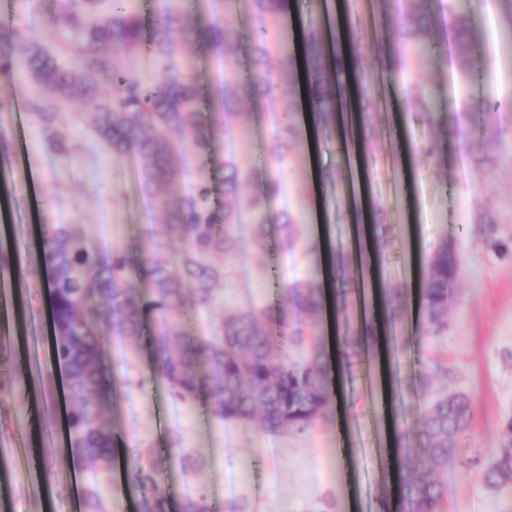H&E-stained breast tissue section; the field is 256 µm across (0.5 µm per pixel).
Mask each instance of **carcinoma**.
<instances>
[{
    "instance_id": "cac0c4a2",
    "label": "carcinoma",
    "mask_w": 512,
    "mask_h": 512,
    "mask_svg": "<svg viewBox=\"0 0 512 512\" xmlns=\"http://www.w3.org/2000/svg\"><path fill=\"white\" fill-rule=\"evenodd\" d=\"M59 4L54 23L60 49L53 54L43 44L29 40L14 24L0 25V76L15 74L14 48L25 44L22 70L39 94L28 100L33 122L46 134L63 163L71 159L69 135L57 125L59 107L74 101L93 110L96 137L112 154L136 157L135 179L142 196L163 212L158 224L132 247L101 253L80 224L44 225L40 259L50 275L53 351L66 369L68 449L72 461L92 470L81 491L83 512H106L102 482L112 472L114 433L105 419V397L114 389L131 385L127 373L103 363L101 323L122 337L143 334L146 319H155L150 331L153 378L167 383L173 397L203 404L217 420L249 424L259 420L273 432L303 433L326 418L334 405L331 361L321 337L326 296L318 270L282 289L281 303L233 313L206 336L185 334L183 320L209 311L220 299L224 284V257L234 252L232 230L243 211L258 226L269 222L266 199L283 188L282 174L290 152L302 148L298 112L290 100L274 113V134L267 150L276 171L260 175L242 167L234 154L224 159L221 194L237 204L213 201L207 168L212 160L220 125L218 116L231 115L238 83L236 63L229 51L236 40L230 23L214 20L206 26L186 21L170 9L156 13L144 24L139 0H48ZM224 18L248 11L256 19L250 61L255 96L277 102L280 84L295 79L294 48L280 33L286 0H220ZM507 20L501 36L512 40V0H494ZM388 26L398 34L403 48L401 65L408 57L426 65L438 49L431 27L432 15H448V43L452 62L469 78L481 76L476 59L481 56L476 33L482 24L483 0L464 13L455 0H380ZM224 50V79L215 93L222 113H205L199 86L193 76V51L200 42ZM308 61L318 64L323 52L321 34L310 26L305 40ZM161 67V74L145 81L134 64L142 53ZM340 72H354L367 82L377 67L360 55L335 56ZM310 80L311 98L321 126L329 125L347 88L328 90L320 70ZM512 112V102L485 97L459 108L454 128L463 137L485 141L500 135L488 123L490 112ZM429 96L420 92L413 109L419 126H434ZM419 163L434 166L442 158L441 140L432 135L417 147ZM196 159L200 173L190 194L173 199L156 196V189L179 180L188 158ZM259 183V191L242 199L241 187ZM484 243L502 256L512 254L500 222L492 216L482 227ZM179 242L177 251L171 241ZM461 275L455 248L444 242L432 255L419 289L423 323L414 337L417 346L443 335L448 329V300ZM403 289L380 294L378 304L389 311L387 327L396 328L398 311L391 302L405 304ZM347 334L367 346L376 344L374 320ZM294 349L306 351L299 364L291 362ZM473 399L466 392H450L434 400L420 421L404 424V447L419 450L417 468L395 460L403 485L410 490L409 512H444L448 484L438 474L447 471L448 458L471 425ZM168 459L185 470L199 465L195 454L178 439L171 443ZM159 467L136 460L127 471L129 489L141 496V512H168L167 499L158 490ZM484 484L512 489V419L498 438V452L480 473ZM178 512H213L208 494L197 490L181 500Z\"/></svg>"
}]
</instances>
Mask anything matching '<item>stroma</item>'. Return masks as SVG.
Masks as SVG:
<instances>
[{"mask_svg": "<svg viewBox=\"0 0 512 512\" xmlns=\"http://www.w3.org/2000/svg\"><path fill=\"white\" fill-rule=\"evenodd\" d=\"M356 44L339 43L379 63L378 80L357 93L371 118V156L362 170V149L348 151L347 124L337 120L331 132L317 131L316 151L294 152L283 190L270 199L272 223L257 230L243 215L234 231L237 248L224 262V300L187 321L192 335L209 333L228 314L278 304L281 288L304 278L309 269L340 256L333 290L359 279L356 247L345 208L336 204L368 175L373 223L385 246L390 288H408L427 271L430 256L443 242L453 243L463 272L448 307V331L420 349L399 354L398 379L403 396L392 399L397 417L417 422L438 396L462 391L475 399L473 423L462 448L448 461L447 512H512V497L481 483L479 473L496 451L501 425L512 418V258L486 248L479 220L493 212L512 235V123L485 146L496 165H475L468 145L449 147L443 165H419L416 143L426 128L410 112L418 89L435 101L439 127H446L461 102L494 95L512 99V42L502 38V20L485 4V63L480 81L467 79L450 60L447 41L426 68L403 69L384 62L398 40L382 23L376 0H353ZM8 18L23 17L29 36L46 47L57 41L55 25L43 0H0ZM239 34L232 54L237 60L240 102L216 144V177H223L225 156L235 154L245 167L269 172L268 154L258 152L257 135H272V106L256 99L249 73V43L256 25L251 13L232 17ZM33 93L24 76L0 78V135L10 144L0 157V174L13 188L14 233L6 249L25 285L23 299L0 295V448L11 454L8 474H0V512H83L81 488L91 477L71 461L66 446L62 369L51 353L48 274L39 250L46 223L84 225L89 238L106 248L134 244L144 224L159 221L158 208L146 206L127 160L113 157L94 139L89 117L64 111L59 122L70 131L73 156L61 163L41 128L16 114ZM298 219L295 249L283 248V211ZM324 335L341 356L335 404L344 415H331L303 434L273 433L260 423L241 425L213 420L203 406L174 400L165 382L150 374V340L107 336V359H126L132 386L127 390L129 418L114 427L116 448L112 479L103 495L108 512H138L139 499L127 487L126 471L137 449L162 458L181 439L201 460L186 473L164 465L160 489L178 504L193 488L204 487L215 512H379L382 485L372 470L373 444L386 429L379 392H367V358L349 343L334 316ZM436 358L448 368L432 384H422L423 360Z\"/></svg>", "mask_w": 512, "mask_h": 512, "instance_id": "obj_1", "label": "stroma"}]
</instances>
